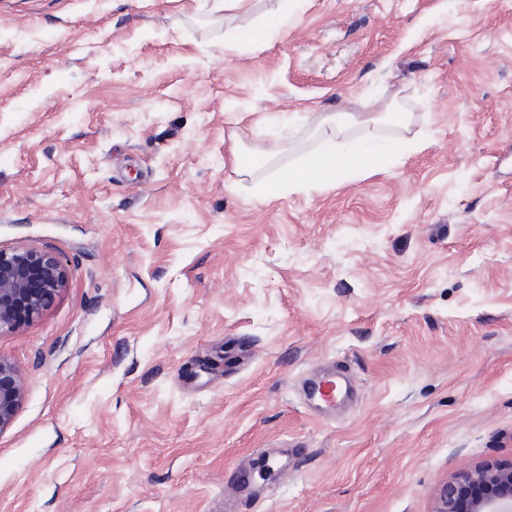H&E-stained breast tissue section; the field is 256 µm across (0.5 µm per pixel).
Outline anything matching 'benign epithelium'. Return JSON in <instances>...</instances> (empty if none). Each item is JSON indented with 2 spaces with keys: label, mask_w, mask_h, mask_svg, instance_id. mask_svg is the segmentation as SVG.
Returning <instances> with one entry per match:
<instances>
[{
  "label": "benign epithelium",
  "mask_w": 512,
  "mask_h": 512,
  "mask_svg": "<svg viewBox=\"0 0 512 512\" xmlns=\"http://www.w3.org/2000/svg\"><path fill=\"white\" fill-rule=\"evenodd\" d=\"M68 271L48 250L18 248L0 250V335L20 327L16 308L21 305L32 319L43 313L66 288ZM25 393L20 370L0 356V432L6 429ZM479 484L486 492L474 499L469 512H512V470L482 468L464 470L439 489L433 512H458L460 491Z\"/></svg>",
  "instance_id": "obj_1"
}]
</instances>
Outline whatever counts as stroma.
Wrapping results in <instances>:
<instances>
[{
    "mask_svg": "<svg viewBox=\"0 0 512 512\" xmlns=\"http://www.w3.org/2000/svg\"><path fill=\"white\" fill-rule=\"evenodd\" d=\"M279 6L0 0V250L68 271L0 335V512H221L242 467L256 512H432L512 469V0H302L225 48ZM379 98L345 137L406 151L255 199ZM25 393V381L20 370L0 356V432L6 429ZM314 393L327 405H335L337 401L345 398L347 386H345L336 376L323 378L314 385Z\"/></svg>",
    "mask_w": 512,
    "mask_h": 512,
    "instance_id": "35a3bbf8",
    "label": "stroma"
}]
</instances>
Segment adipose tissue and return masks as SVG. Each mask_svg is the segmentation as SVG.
Instances as JSON below:
<instances>
[{"label":"adipose tissue","mask_w":512,"mask_h":512,"mask_svg":"<svg viewBox=\"0 0 512 512\" xmlns=\"http://www.w3.org/2000/svg\"><path fill=\"white\" fill-rule=\"evenodd\" d=\"M382 120L383 115L379 112L356 115L348 112L340 119L332 113L323 115L316 126L320 136L318 148L301 164L290 167L287 178L271 184L258 185L255 191L256 198H265L273 192H295L320 187L335 181L340 175L353 180L366 166H382L386 159L385 153L371 154L339 139L340 133L347 125L358 124L367 127L379 124Z\"/></svg>","instance_id":"1"}]
</instances>
